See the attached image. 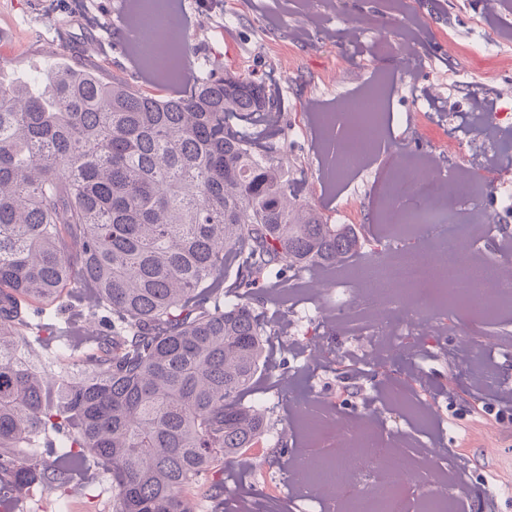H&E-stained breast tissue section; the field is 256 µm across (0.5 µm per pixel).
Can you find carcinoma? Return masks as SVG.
Returning a JSON list of instances; mask_svg holds the SVG:
<instances>
[{"label": "carcinoma", "instance_id": "carcinoma-1", "mask_svg": "<svg viewBox=\"0 0 512 512\" xmlns=\"http://www.w3.org/2000/svg\"><path fill=\"white\" fill-rule=\"evenodd\" d=\"M134 21H164L181 44L170 0ZM159 82L183 76L176 52L139 47ZM266 114L262 143L229 125ZM287 113L262 83L209 60L194 91L167 96L105 82L77 65L0 86V490L37 480L66 490L68 470L21 448L54 447L112 473L115 512H196L224 494V464L269 428L241 404L272 327L251 302L296 267L330 281L362 247L297 201ZM243 301H224V280ZM90 287L94 343L30 357V336Z\"/></svg>", "mask_w": 512, "mask_h": 512}]
</instances>
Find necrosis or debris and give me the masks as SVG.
I'll list each match as a JSON object with an SVG mask.
<instances>
[{
  "mask_svg": "<svg viewBox=\"0 0 512 512\" xmlns=\"http://www.w3.org/2000/svg\"><path fill=\"white\" fill-rule=\"evenodd\" d=\"M510 131L512 114L490 113L464 144L470 159H497L500 136ZM496 195L499 209L488 211L481 188L462 167L421 160L392 167L377 187V205L388 223L408 225L426 235L430 246L393 247L390 255L355 271L356 287L330 283L311 289L312 300L327 292L334 302L301 312L297 325L314 317L345 323L356 317L369 347L381 353L386 339L400 332L438 335L450 327L465 354L478 355L488 327L512 317V252L490 256L481 247L501 213L512 212V186L502 185ZM446 309L464 310L465 320L446 321ZM299 410L314 436L335 441L337 450L299 455L283 484L300 499L316 502L320 512H447L452 495L470 492L436 472L414 495L402 494L406 475L431 457V449L409 456L383 448L369 425L335 422L319 401L301 403Z\"/></svg>",
  "mask_w": 512,
  "mask_h": 512,
  "instance_id": "obj_1",
  "label": "necrosis or debris"
}]
</instances>
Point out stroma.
<instances>
[{
    "instance_id": "obj_1",
    "label": "stroma",
    "mask_w": 512,
    "mask_h": 512,
    "mask_svg": "<svg viewBox=\"0 0 512 512\" xmlns=\"http://www.w3.org/2000/svg\"><path fill=\"white\" fill-rule=\"evenodd\" d=\"M86 16L72 13L64 0H0V78L11 81L33 72L47 73L67 60L94 67L104 80L124 71L134 85L144 86L136 63L121 48L125 29V0H86ZM364 8L386 28L395 41L414 38V91L401 83L400 55L362 34L357 47L348 44V26L357 8ZM177 13L189 64L188 78L171 86L176 95L189 94L192 78L205 56L223 59L225 71L236 77L255 76L261 82L277 79L282 109L291 118L289 139L301 164L291 175L298 197L311 209L337 223L341 200L350 205V223L364 246L352 254L348 269L385 257L390 240H373L376 207L374 183L411 150L434 152L439 161L462 163L459 142L474 98L496 100L512 113V97L499 91L512 85V12L488 22L482 0H179ZM495 39L492 52L478 53L474 43ZM467 66L468 84L455 83L452 72ZM386 78L389 124L385 139L368 168L349 174L346 182L327 190L318 138L309 113L313 107L337 108L346 97L364 93L378 78ZM307 272L288 274L290 292L284 300L255 303L264 319L284 323L293 312L306 308L307 296L299 286ZM383 367L370 363L367 346L354 327L327 326L309 321L305 337L296 331L267 337L270 359L256 389L243 403L259 405L276 397L269 408L273 434L279 435L280 453L273 461L242 468L224 466V495L204 502L200 512H226L237 497L265 507V495L276 492L279 512H318L315 503L293 498L274 483L286 473L301 448L298 400L319 398L329 404L337 421L377 414V433L391 441L421 431L426 441L452 451L458 476L473 493L461 499L457 512H484L487 497H495L498 512H512V423L481 412L480 395L472 390L467 367L459 363L452 336H441L423 347L414 335H401ZM431 405L425 424L407 412L414 398ZM10 512H112L111 482L103 468L90 466L86 475L73 477L67 494L33 484L11 500Z\"/></svg>"
}]
</instances>
